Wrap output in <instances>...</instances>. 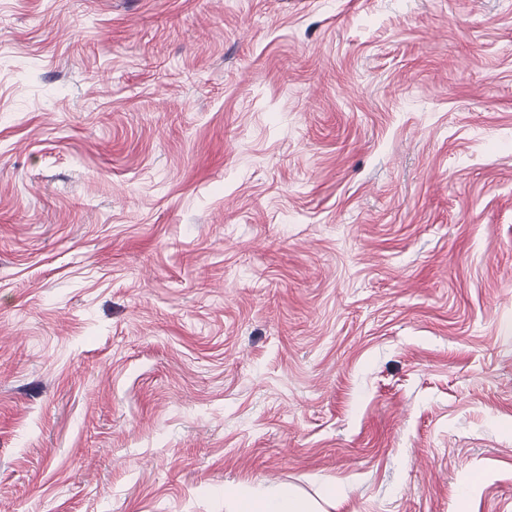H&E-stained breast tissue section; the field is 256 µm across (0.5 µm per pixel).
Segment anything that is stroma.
Masks as SVG:
<instances>
[{
	"label": "stroma",
	"instance_id": "1",
	"mask_svg": "<svg viewBox=\"0 0 512 512\" xmlns=\"http://www.w3.org/2000/svg\"><path fill=\"white\" fill-rule=\"evenodd\" d=\"M512 512V0H0V512ZM340 495L341 489L335 483L324 487L317 500L289 486L260 494L235 488L224 491V497L235 504L231 512H329L328 507H332Z\"/></svg>",
	"mask_w": 512,
	"mask_h": 512
}]
</instances>
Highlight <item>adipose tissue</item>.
<instances>
[{"mask_svg":"<svg viewBox=\"0 0 512 512\" xmlns=\"http://www.w3.org/2000/svg\"><path fill=\"white\" fill-rule=\"evenodd\" d=\"M340 494V487L333 483L324 487L316 499L304 496L289 486L260 494L235 488L224 492L225 498L235 504L233 512H329Z\"/></svg>","mask_w":512,"mask_h":512,"instance_id":"obj_1","label":"adipose tissue"}]
</instances>
